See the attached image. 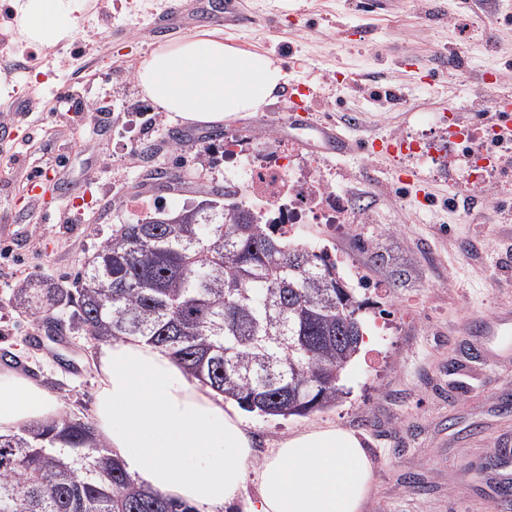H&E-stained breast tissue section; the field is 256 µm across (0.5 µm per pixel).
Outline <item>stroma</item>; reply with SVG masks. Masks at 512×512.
Instances as JSON below:
<instances>
[{
    "label": "stroma",
    "mask_w": 512,
    "mask_h": 512,
    "mask_svg": "<svg viewBox=\"0 0 512 512\" xmlns=\"http://www.w3.org/2000/svg\"><path fill=\"white\" fill-rule=\"evenodd\" d=\"M170 0H92L71 22V41L53 47L17 43L0 53L12 91L0 100L16 137L0 139V351L57 397L65 416L95 415L96 344L43 340L19 311L23 281L44 288L72 284L102 251L116 224L137 220L126 204L143 199L176 211L196 203L198 185L223 183L225 139L279 145L286 100L218 123H194L152 110L137 73L161 45L148 32ZM255 25L224 38L280 62L296 100L337 123L354 142L337 158L302 149L324 175L357 189L368 224H304L293 241L324 248L340 276L368 305L361 312L367 348L347 365L344 397L304 417L256 413L246 420L257 457L292 433L335 425L362 435L374 462L365 512H499L495 486L505 468L488 466L512 448V171L498 172L486 195L454 205L458 178L431 156L409 165L423 185L402 181L371 144L405 136L438 142L447 111L483 122L497 96L512 97V0H246ZM67 92L92 109L75 116ZM112 113L97 124L94 109ZM180 175L181 190L147 184L150 170ZM42 176L44 199L30 202ZM498 326L483 335L481 321Z\"/></svg>",
    "instance_id": "1"
}]
</instances>
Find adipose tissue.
<instances>
[{"mask_svg": "<svg viewBox=\"0 0 512 512\" xmlns=\"http://www.w3.org/2000/svg\"><path fill=\"white\" fill-rule=\"evenodd\" d=\"M88 0H16L19 32L54 46L69 40L67 17ZM143 93L162 111L192 122L260 111L286 81L279 63L209 33L154 50L141 64ZM96 430L146 490L198 512H364L373 463L362 439L336 427L294 433L256 461L238 404L189 379L165 351L140 338L101 344L93 362ZM57 398L27 378L0 372V433L60 418ZM255 473L256 495L244 492Z\"/></svg>", "mask_w": 512, "mask_h": 512, "instance_id": "1", "label": "adipose tissue"}]
</instances>
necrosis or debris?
<instances>
[{"mask_svg":"<svg viewBox=\"0 0 512 512\" xmlns=\"http://www.w3.org/2000/svg\"><path fill=\"white\" fill-rule=\"evenodd\" d=\"M224 153L232 159L224 170L225 182L249 194L263 210L265 223L292 232L312 220L350 224L361 219L351 211L346 190L328 183L315 162L295 165L289 155L270 150L257 155L243 150L234 139L225 142Z\"/></svg>","mask_w":512,"mask_h":512,"instance_id":"obj_1","label":"necrosis or debris"}]
</instances>
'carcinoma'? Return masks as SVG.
I'll use <instances>...</instances> for the list:
<instances>
[{"mask_svg": "<svg viewBox=\"0 0 512 512\" xmlns=\"http://www.w3.org/2000/svg\"><path fill=\"white\" fill-rule=\"evenodd\" d=\"M191 208L156 207L112 238L75 287L25 281L17 308L44 331L69 326L97 343L139 336L186 375L248 412L303 416L336 404L363 339V303L336 261L288 240L228 185ZM0 512H198L137 484L91 420L62 418L0 434Z\"/></svg>", "mask_w": 512, "mask_h": 512, "instance_id": "carcinoma-1", "label": "carcinoma"}]
</instances>
